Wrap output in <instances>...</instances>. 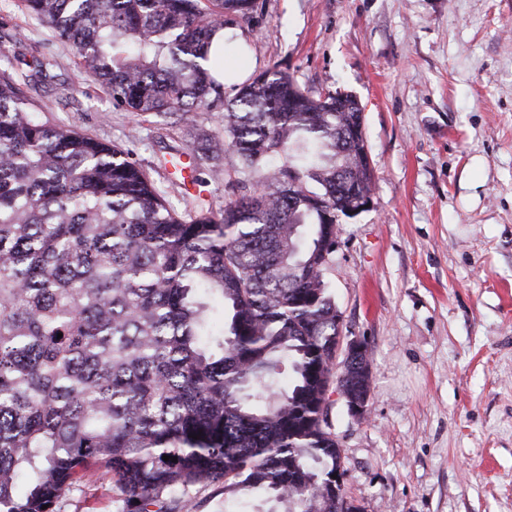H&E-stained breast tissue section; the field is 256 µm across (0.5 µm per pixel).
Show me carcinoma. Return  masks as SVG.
<instances>
[{"label":"carcinoma","instance_id":"carcinoma-1","mask_svg":"<svg viewBox=\"0 0 512 512\" xmlns=\"http://www.w3.org/2000/svg\"><path fill=\"white\" fill-rule=\"evenodd\" d=\"M21 3L129 112L224 103L197 159L254 190L180 216L128 153L34 116L44 62L0 72V512H56L92 465L123 512H194L214 485L341 512L328 411L369 354L336 366L324 271L372 191L362 110L277 70L224 102L207 47L250 0Z\"/></svg>","mask_w":512,"mask_h":512}]
</instances>
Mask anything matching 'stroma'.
Here are the masks:
<instances>
[{
	"instance_id": "35a3bbf8",
	"label": "stroma",
	"mask_w": 512,
	"mask_h": 512,
	"mask_svg": "<svg viewBox=\"0 0 512 512\" xmlns=\"http://www.w3.org/2000/svg\"><path fill=\"white\" fill-rule=\"evenodd\" d=\"M251 73L276 69L312 94L348 92L364 107L373 206L337 226L324 272L341 337L370 345L364 418L334 398L329 419L361 512H512V0H251L232 17ZM0 70L44 61L41 120L114 144L147 169L180 215L249 192L232 159L208 163L185 192L172 156L195 128L117 106L67 44L0 0ZM198 512H274L258 494L212 486ZM56 512H121L90 468Z\"/></svg>"
}]
</instances>
